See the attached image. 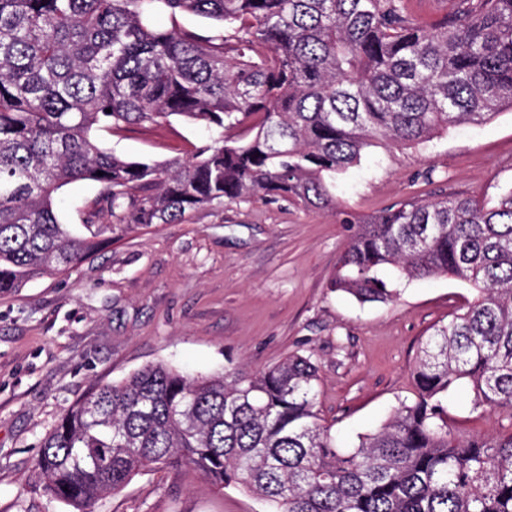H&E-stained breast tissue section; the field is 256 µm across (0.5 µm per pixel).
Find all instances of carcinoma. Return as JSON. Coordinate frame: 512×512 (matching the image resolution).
Segmentation results:
<instances>
[{
  "instance_id": "cac0c4a2",
  "label": "carcinoma",
  "mask_w": 512,
  "mask_h": 512,
  "mask_svg": "<svg viewBox=\"0 0 512 512\" xmlns=\"http://www.w3.org/2000/svg\"><path fill=\"white\" fill-rule=\"evenodd\" d=\"M159 5L222 34L160 28ZM506 103L512 0H460L425 27L403 0H0V293L198 208L252 198L333 208L336 175L366 149L483 124ZM171 116L217 136L165 163L126 160L96 139ZM230 129L248 140L223 136ZM76 181L99 184L105 202L86 235L53 208ZM342 215L350 235L334 290L385 303L446 275L478 292L427 338L410 402L343 448L321 423L309 356L233 376L148 365L91 387L54 423L35 460L45 492L93 512L136 475L185 467L272 512H512V434L448 428L459 388L475 410L512 411V190Z\"/></svg>"
}]
</instances>
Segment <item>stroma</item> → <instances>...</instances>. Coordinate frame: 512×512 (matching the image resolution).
<instances>
[{
  "label": "stroma",
  "instance_id": "obj_1",
  "mask_svg": "<svg viewBox=\"0 0 512 512\" xmlns=\"http://www.w3.org/2000/svg\"><path fill=\"white\" fill-rule=\"evenodd\" d=\"M207 137L199 123L104 131L122 158L165 162ZM432 170V181L422 171ZM512 189V107L486 124L449 129L414 147L370 149L336 179L337 209L252 199L187 213L103 246L69 274L0 294V512H71L43 490L34 462L52 425L95 384L154 363L195 375L256 372L288 355L318 367L317 408L341 446L357 445L411 398L413 371L434 327L474 300L439 276L402 286L386 303H359L330 281L348 231L338 210L367 216L409 197L494 198ZM98 184L56 196L61 223L82 232ZM461 436L512 433V413L448 397ZM238 489L180 467L152 469L95 512H264Z\"/></svg>",
  "mask_w": 512,
  "mask_h": 512
}]
</instances>
